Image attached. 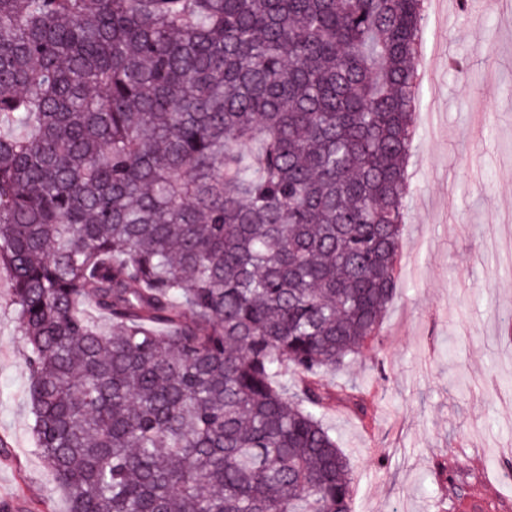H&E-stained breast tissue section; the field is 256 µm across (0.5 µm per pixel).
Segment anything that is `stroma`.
<instances>
[{"label": "stroma", "mask_w": 512, "mask_h": 512, "mask_svg": "<svg viewBox=\"0 0 512 512\" xmlns=\"http://www.w3.org/2000/svg\"><path fill=\"white\" fill-rule=\"evenodd\" d=\"M419 66L400 287L378 338L329 379L365 391V420L325 416L354 464L353 512H438L446 453L512 504V0L466 17L440 0ZM23 346L0 272V512H66L32 436Z\"/></svg>", "instance_id": "obj_1"}]
</instances>
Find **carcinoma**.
<instances>
[{"label":"carcinoma","instance_id":"cac0c4a2","mask_svg":"<svg viewBox=\"0 0 512 512\" xmlns=\"http://www.w3.org/2000/svg\"><path fill=\"white\" fill-rule=\"evenodd\" d=\"M424 12L0 0V270L67 512H353L324 375L398 289Z\"/></svg>","mask_w":512,"mask_h":512}]
</instances>
